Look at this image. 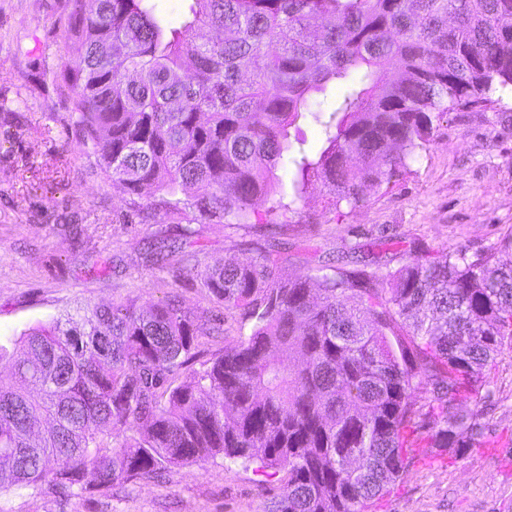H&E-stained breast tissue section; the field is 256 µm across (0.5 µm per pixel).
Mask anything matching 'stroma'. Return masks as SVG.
Listing matches in <instances>:
<instances>
[{
	"label": "stroma",
	"instance_id": "1",
	"mask_svg": "<svg viewBox=\"0 0 512 512\" xmlns=\"http://www.w3.org/2000/svg\"><path fill=\"white\" fill-rule=\"evenodd\" d=\"M76 0H0V338L49 323L66 310L97 304L146 307L177 298L201 323L224 321L199 339L202 358L223 354L249 334L239 310L224 308L198 274L227 259L279 250L288 274L385 266L402 254L439 258L448 250H496L512 233V89L486 104L446 112L408 167L372 190L356 209L326 208L324 197L291 202L263 231L249 220L216 223L190 212L167 216L150 194L117 195L71 111L66 91L43 80L75 44L66 33ZM194 252L165 265L149 252L163 239ZM482 410L492 452L433 458L423 434L408 436L410 465L371 512H512V351L490 372ZM283 472L223 460L168 469L162 476L66 497L0 489V512H267Z\"/></svg>",
	"mask_w": 512,
	"mask_h": 512
}]
</instances>
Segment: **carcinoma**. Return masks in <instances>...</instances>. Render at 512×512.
<instances>
[{"label": "carcinoma", "instance_id": "obj_1", "mask_svg": "<svg viewBox=\"0 0 512 512\" xmlns=\"http://www.w3.org/2000/svg\"><path fill=\"white\" fill-rule=\"evenodd\" d=\"M79 2L77 53L49 76L112 185L160 194L170 216L266 224L289 208L281 165L296 198L319 183L356 209L441 115L512 87V0H189L178 27L160 0ZM307 115L314 153L290 140ZM200 279L253 323L219 356L199 360L204 329L174 300L0 342V489L78 496L220 456L286 471L269 512H368L404 474L408 432L457 454L482 441L463 400L512 350V264L494 252L292 276L270 249Z\"/></svg>", "mask_w": 512, "mask_h": 512}]
</instances>
